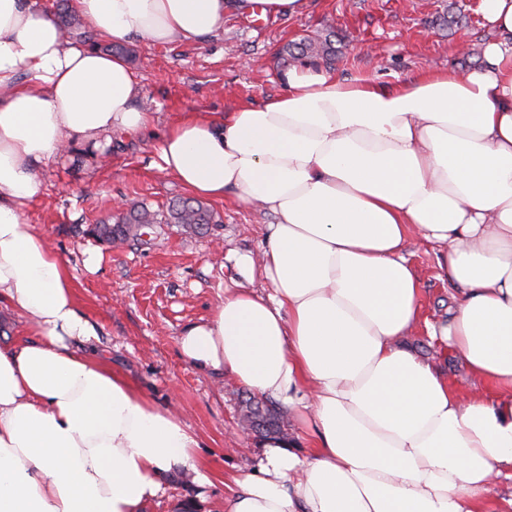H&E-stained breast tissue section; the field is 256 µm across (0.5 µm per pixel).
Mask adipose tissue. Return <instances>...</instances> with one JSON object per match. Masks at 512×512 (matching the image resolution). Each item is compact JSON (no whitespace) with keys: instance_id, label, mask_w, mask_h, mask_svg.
Instances as JSON below:
<instances>
[{"instance_id":"adipose-tissue-1","label":"adipose tissue","mask_w":512,"mask_h":512,"mask_svg":"<svg viewBox=\"0 0 512 512\" xmlns=\"http://www.w3.org/2000/svg\"><path fill=\"white\" fill-rule=\"evenodd\" d=\"M253 2L77 7L101 35L164 44ZM481 12L495 37L467 73L387 89L301 66L262 105L164 135L158 165L191 194L233 188L276 217L259 255L238 259L265 290L226 289L179 338L197 371L231 374L297 425L264 440L224 512H487L512 481V0H481ZM137 89L121 57L62 39L36 0H0V305L35 334L0 348V512H144L164 476L206 480L182 422L77 353L97 332L24 219L38 164L152 122ZM414 238L443 249L446 321H421ZM421 324L482 388L453 385L404 345Z\"/></svg>"}]
</instances>
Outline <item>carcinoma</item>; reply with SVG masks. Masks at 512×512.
Here are the masks:
<instances>
[{
    "mask_svg": "<svg viewBox=\"0 0 512 512\" xmlns=\"http://www.w3.org/2000/svg\"><path fill=\"white\" fill-rule=\"evenodd\" d=\"M56 22L64 38L81 40L93 47L96 46L94 33L82 27L68 3H61ZM333 36L332 31L326 34L316 32L306 35L298 41L285 43L278 49L277 55L285 64L314 62L318 59L331 61L336 58V47L331 40ZM213 223V210L196 198L186 197L173 202L163 215L139 205L119 214L112 222L107 220L94 225L91 232L100 240L112 244L139 238L142 236V229L150 224H173L184 233L200 234L208 230ZM240 422L259 437L285 432L279 409L272 402L255 397L243 401Z\"/></svg>",
    "mask_w": 512,
    "mask_h": 512,
    "instance_id": "1",
    "label": "carcinoma"
}]
</instances>
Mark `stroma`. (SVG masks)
Returning <instances> with one entry per match:
<instances>
[{
  "label": "stroma",
  "mask_w": 512,
  "mask_h": 512,
  "mask_svg": "<svg viewBox=\"0 0 512 512\" xmlns=\"http://www.w3.org/2000/svg\"><path fill=\"white\" fill-rule=\"evenodd\" d=\"M450 12L460 14V23L439 26V17ZM326 28L335 31L339 50L332 76L344 81L369 76L383 84L426 69L451 66L467 73L481 65L476 52L492 37L479 0H307L300 14L272 16L263 28L225 15L221 28L192 43L157 45L131 36L123 44L133 54L128 64L139 80L135 105L153 113V125L137 135L113 134L110 144L96 149L71 145L39 167L42 192L25 218L65 264L77 304L99 333L96 357L156 406L170 409L200 442L197 459L207 483L170 474L163 495L145 512H175L176 503L188 498L195 500L196 512H221L228 484L261 451L259 440L239 430L247 389L228 375L198 373L182 357L177 338L210 316L225 289L240 281L236 255L258 251L275 218L242 204L229 191L224 199L209 200L220 222L206 235L158 224L149 241L111 246L90 230L118 207L144 203L162 212L185 197V189L156 165L168 128L190 113L220 116L284 91L286 69L275 57L277 47ZM409 250L421 281L423 315L442 321L454 286L431 247L414 243ZM92 253L98 262L90 268L86 260ZM405 343L452 384H472L456 353L424 330Z\"/></svg>",
  "instance_id": "obj_1"
}]
</instances>
